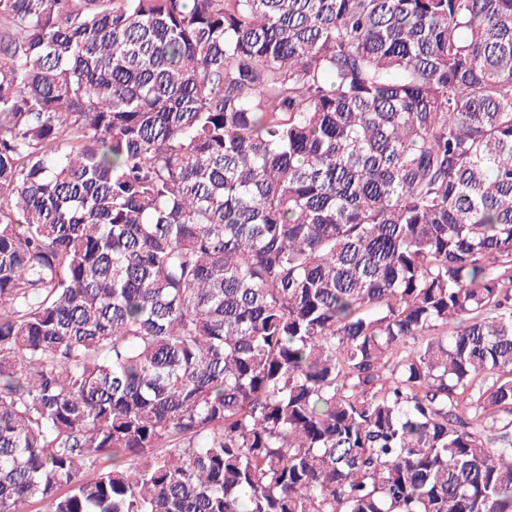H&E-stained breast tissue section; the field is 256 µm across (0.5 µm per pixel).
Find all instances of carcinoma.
I'll return each instance as SVG.
<instances>
[{
    "label": "carcinoma",
    "instance_id": "carcinoma-1",
    "mask_svg": "<svg viewBox=\"0 0 512 512\" xmlns=\"http://www.w3.org/2000/svg\"><path fill=\"white\" fill-rule=\"evenodd\" d=\"M512 512V0H0V512Z\"/></svg>",
    "mask_w": 512,
    "mask_h": 512
}]
</instances>
